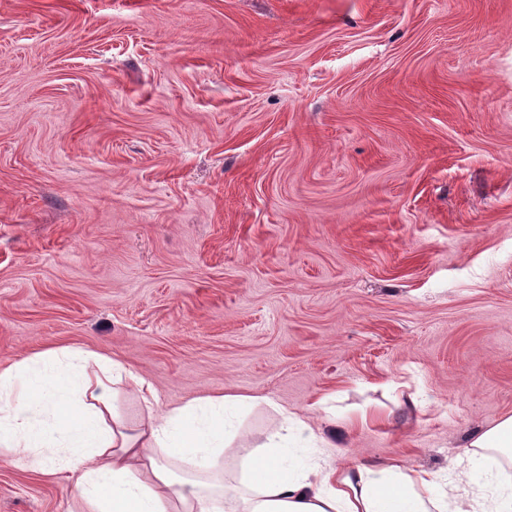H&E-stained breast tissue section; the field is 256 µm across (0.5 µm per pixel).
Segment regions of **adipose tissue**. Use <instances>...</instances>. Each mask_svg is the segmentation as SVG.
<instances>
[{
	"instance_id": "1",
	"label": "adipose tissue",
	"mask_w": 512,
	"mask_h": 512,
	"mask_svg": "<svg viewBox=\"0 0 512 512\" xmlns=\"http://www.w3.org/2000/svg\"><path fill=\"white\" fill-rule=\"evenodd\" d=\"M123 380L146 409L133 429L105 416L112 387ZM156 402L152 385L120 360L51 350L0 370V450L29 468L73 474L86 512H512L508 482L477 489L464 476L442 492L435 472L303 462L288 436L304 424L289 413L237 484H213L198 474L233 443L228 414L252 397L208 396L161 414ZM472 445L471 461L486 470L490 450L512 454V416Z\"/></svg>"
}]
</instances>
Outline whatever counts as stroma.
I'll return each instance as SVG.
<instances>
[{
	"label": "stroma",
	"mask_w": 512,
	"mask_h": 512,
	"mask_svg": "<svg viewBox=\"0 0 512 512\" xmlns=\"http://www.w3.org/2000/svg\"><path fill=\"white\" fill-rule=\"evenodd\" d=\"M255 397L447 474L512 416V0H0V369ZM0 455V512H82Z\"/></svg>",
	"instance_id": "35a3bbf8"
}]
</instances>
